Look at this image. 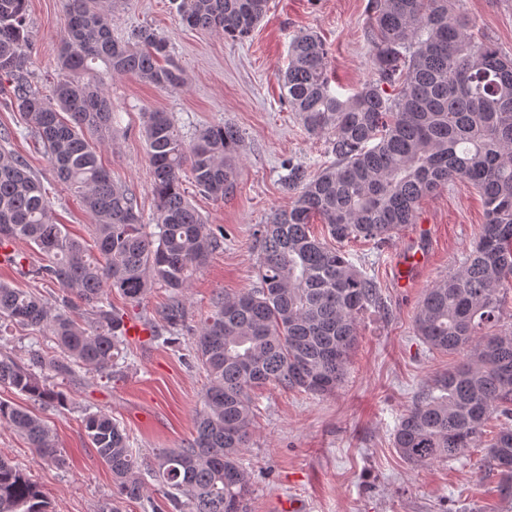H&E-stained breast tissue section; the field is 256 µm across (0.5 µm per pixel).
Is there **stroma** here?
Instances as JSON below:
<instances>
[{
  "label": "stroma",
  "mask_w": 512,
  "mask_h": 512,
  "mask_svg": "<svg viewBox=\"0 0 512 512\" xmlns=\"http://www.w3.org/2000/svg\"><path fill=\"white\" fill-rule=\"evenodd\" d=\"M368 3L269 0L266 16L242 41L182 24L172 0H116L111 8L116 37L151 27L187 76L179 90L130 75L105 78L121 120L107 133L101 159L113 178L136 194L145 224H153L156 214L143 130L148 113H170L188 141L204 127L233 124L244 137L243 158L236 188L224 199L188 190L194 207L224 237L184 292L182 326L169 328L156 316L168 300L166 289H151L136 306L113 296V307L146 329L145 336L129 338L120 372L109 381L80 374L55 379L68 406L33 407L52 429L65 466L44 461L25 440L0 426V455L42 486L54 512H98L113 495L112 473L85 436L84 412L111 414L143 460L162 448L184 447L191 439L208 384L192 358V329L217 296L255 286L256 232L289 203L281 186L285 163L315 170L333 160L327 138L308 135L283 96L280 78L289 44L299 33H316L328 50L332 90L351 95L372 76ZM459 3L476 37L512 57V0ZM26 25L33 44L31 80L47 93L57 76L63 0H28ZM0 129L11 131L12 149L48 188L58 222L91 242L92 216L58 181L37 140L21 135L17 113L1 100ZM484 222L476 188L457 182L424 197L415 223L384 248L349 244L352 262L376 280L382 304L361 315L345 381L333 394L314 396L274 386L257 390L253 434L242 457L252 482L247 512H512V503L499 493V477L486 472L483 449L451 462L413 466L392 444L400 417L439 375L462 360L431 350L416 336L414 319L426 289L461 265ZM420 224L429 225L428 237L418 236ZM419 243L429 263L415 287H397L395 264L403 251ZM173 335L178 343H170Z\"/></svg>",
  "instance_id": "1"
}]
</instances>
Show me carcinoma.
<instances>
[{
    "label": "carcinoma",
    "instance_id": "carcinoma-1",
    "mask_svg": "<svg viewBox=\"0 0 512 512\" xmlns=\"http://www.w3.org/2000/svg\"><path fill=\"white\" fill-rule=\"evenodd\" d=\"M174 2L189 26L234 38L247 37L268 10V0ZM26 11L27 0H0V81L9 82L10 107L42 143L59 180L94 218L97 254L56 223L47 189L25 160L0 147V247L29 244L46 261L32 275L63 291L52 306L31 289L0 282V324L37 331L56 347L53 355L31 348L24 362L0 335V387L57 407L67 400L51 377L84 371L110 379L123 357L125 320L110 295L136 305L159 285L169 296L158 320L183 322L188 281L218 246L186 195L184 177L224 199L236 186L242 135L218 124L188 142L169 113H148L156 216L155 232L145 233L137 197L98 158L113 113L93 64L171 90L185 86L183 70L152 30L118 41L99 0H65L57 77L45 95L30 80ZM369 13L374 78L346 98L330 88L327 50L317 35L303 32L290 44L288 106L310 135L329 136L336 160L316 172L288 162L282 186L291 202L257 233V285L217 297L193 337L209 385L192 439L159 450L150 465L173 512H243L251 482L241 457L254 389L334 392L360 315L379 302L377 283L343 244L388 243L415 223L422 197L455 181L478 189L486 223L463 265L426 290L415 330L430 349L465 359L406 411L393 445L410 465L451 462L482 448L502 494L512 498V330L503 327L502 307L512 289V58L475 42L456 0H370ZM388 86L398 93L387 95ZM317 217L335 244L310 233ZM492 418L500 424L489 436ZM83 423L116 488L100 512H121L118 503L143 497L142 464L112 416L89 412ZM0 425L47 462L65 464L51 429L33 411L0 400ZM0 512H51L41 487L1 457Z\"/></svg>",
    "mask_w": 512,
    "mask_h": 512
}]
</instances>
